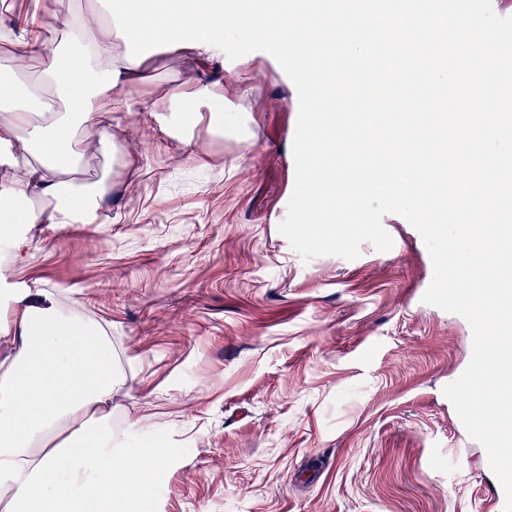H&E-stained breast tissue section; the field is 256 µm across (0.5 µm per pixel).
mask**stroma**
Segmentation results:
<instances>
[{
    "label": "stroma",
    "instance_id": "stroma-1",
    "mask_svg": "<svg viewBox=\"0 0 512 512\" xmlns=\"http://www.w3.org/2000/svg\"><path fill=\"white\" fill-rule=\"evenodd\" d=\"M189 80L221 85L247 141L166 139L146 102ZM112 115L117 156L95 224H32L0 263L24 292L103 328L121 378L112 428L163 441L149 512H486L480 454L442 395L472 354L460 315L423 302L432 273L413 226L382 219L389 251L303 260L279 233L295 182L296 102L271 57L169 56Z\"/></svg>",
    "mask_w": 512,
    "mask_h": 512
}]
</instances>
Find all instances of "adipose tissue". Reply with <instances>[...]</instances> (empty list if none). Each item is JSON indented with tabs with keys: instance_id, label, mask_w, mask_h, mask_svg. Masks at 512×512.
<instances>
[{
	"instance_id": "ef3b65f1",
	"label": "adipose tissue",
	"mask_w": 512,
	"mask_h": 512,
	"mask_svg": "<svg viewBox=\"0 0 512 512\" xmlns=\"http://www.w3.org/2000/svg\"><path fill=\"white\" fill-rule=\"evenodd\" d=\"M368 2L357 9L354 0H336L335 12L326 13L317 0H288L284 10L272 0L262 8L253 0H110L101 22L78 28L59 14L57 0H44L64 56L49 54L35 40L17 47L13 65L0 69V152L18 146L38 159L37 166L0 183V248L24 247L19 231L28 224L97 223L109 186L103 179L76 183L83 148L74 141L75 131L100 128L92 149L119 153L111 108L127 104L132 89L147 82L150 59L170 53L204 63L222 52L229 31L280 39L296 59L298 79H312L323 111V89L340 79L325 62L330 39L340 41L345 55L377 66L385 60L363 36L372 23L394 20L444 41L447 66L427 72L428 84L439 99L454 103L456 128L464 134L461 156L491 158L496 146L473 132L471 97L457 89L476 84L499 93L496 77L512 71V55H505L496 31L476 26L467 13L449 14L444 27H433L438 0ZM34 54L43 55L59 100L37 112L29 103L43 90L20 76ZM217 97L212 85L182 83L150 102L149 111L163 133L179 140H189L193 124L203 120L220 136L225 117L213 109ZM392 120L387 112L364 116L374 150L432 153L425 126L392 138L385 134ZM309 140L316 149L305 169L314 185L309 210L326 217L332 232L344 223L349 203L370 207L377 197L368 182H352L349 168L328 164L335 125L318 119ZM0 335L17 343L13 356L0 362V512H141L166 451L158 441L136 443L113 430L103 409L118 381L108 337L19 297L12 306H0Z\"/></svg>"
}]
</instances>
